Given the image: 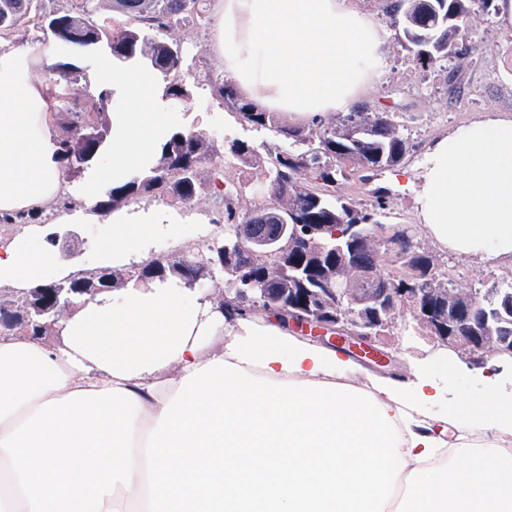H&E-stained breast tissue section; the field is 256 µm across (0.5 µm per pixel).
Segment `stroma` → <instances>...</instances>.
Returning a JSON list of instances; mask_svg holds the SVG:
<instances>
[{"mask_svg": "<svg viewBox=\"0 0 512 512\" xmlns=\"http://www.w3.org/2000/svg\"><path fill=\"white\" fill-rule=\"evenodd\" d=\"M170 36L183 45L198 46L202 51L200 59L181 73L184 82L192 87L193 97L187 105L175 107L178 122L218 145L229 137L274 144L271 133L257 132L236 123L229 112L211 98L205 81L219 77L220 72L206 50L208 32L185 24L171 31ZM466 39L474 51L462 64L455 83L449 85L438 68L422 67L397 38H390L385 47L381 79L360 95L359 105L372 112L397 113L405 124L415 149L403 159L401 169L420 172L432 143L462 125L490 116L512 117V28L500 26L494 15L478 8L472 14ZM391 174L388 168L362 169L343 181L339 190L341 194L366 204L382 199L391 214V223L402 225L414 243L424 250H431V243L416 221L411 192L398 190L391 181ZM190 212L194 216V225L189 234L177 244L165 237H155L152 254H165L175 261L195 252L207 240L203 227L210 224L216 213L211 196L203 195ZM386 348L394 361L390 366L380 368V375L402 372L407 362L415 358L431 359L434 375L443 376L447 371H454L455 383L447 401L433 408L434 413L452 420L471 418L469 406L480 399L482 378L512 372V366L504 364L495 354L488 355L485 364L479 367L459 356L453 363H445L439 350L426 337L400 326L388 335Z\"/></svg>", "mask_w": 512, "mask_h": 512, "instance_id": "stroma-1", "label": "stroma"}]
</instances>
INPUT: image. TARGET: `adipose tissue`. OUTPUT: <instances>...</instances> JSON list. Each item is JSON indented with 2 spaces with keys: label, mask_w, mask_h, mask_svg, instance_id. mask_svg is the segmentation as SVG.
<instances>
[{
  "label": "adipose tissue",
  "mask_w": 512,
  "mask_h": 512,
  "mask_svg": "<svg viewBox=\"0 0 512 512\" xmlns=\"http://www.w3.org/2000/svg\"><path fill=\"white\" fill-rule=\"evenodd\" d=\"M211 56L241 95L296 124L349 111L383 73L389 33L353 0H213ZM36 55L0 42V216L92 218L97 199L147 169L177 126L159 74L100 62L90 91L119 101L83 205L66 187L51 85ZM415 196L441 251L512 256V118L456 129L429 155ZM165 210L114 211L101 256L122 268L174 234ZM47 261L0 245V284L29 285ZM447 387L425 362L362 372L270 316L227 318L161 284L119 302L82 300L56 344L0 336V512H512V404L485 383L473 420L429 407Z\"/></svg>",
  "instance_id": "ef3b65f1"
}]
</instances>
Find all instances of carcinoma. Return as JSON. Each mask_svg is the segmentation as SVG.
<instances>
[{"label": "carcinoma", "mask_w": 512, "mask_h": 512, "mask_svg": "<svg viewBox=\"0 0 512 512\" xmlns=\"http://www.w3.org/2000/svg\"><path fill=\"white\" fill-rule=\"evenodd\" d=\"M207 2L112 0L113 10L125 17V23L117 25L99 16L98 0H72L67 10L54 7L53 0H35L31 13L22 8L24 0H0V21L9 19L8 25L0 27V38L6 39L32 26L51 33L62 52L100 51L118 64L137 61L162 75L163 100L178 106L189 102L192 91L177 78V73L197 53L173 41L169 32L186 22L206 30L211 24ZM477 2L487 13L494 10V0H391L385 14L391 28L402 31L397 39L406 49L414 48L418 33L435 34L431 55L417 62L428 68L437 65L445 69L448 62L464 60L472 52L463 34ZM53 71L59 76L54 86L59 89L57 110L63 119L58 154L64 171L72 178L98 160L103 152L110 134L106 119L109 99L106 94L89 93L82 85L86 68L60 61ZM209 86L211 96L228 112L256 131L273 134L283 145L262 152L249 141L235 139L219 148L201 134L175 131L161 145L157 161L149 169L110 188L97 202L96 211L106 214L157 198L171 205L190 207L204 189L200 172L207 165L213 177L211 185L221 188L214 195L220 204V223L266 224L270 232L279 224H311L319 229V245L297 243L275 260L260 261L236 250L224 252L220 238L204 248L213 261L207 268L196 266L191 255L185 260H152L137 267H99L91 273H70L66 287L112 288L132 280L145 283L156 279L186 284L195 277L212 280L224 273V266L234 271L243 263L250 266L251 276L265 287L279 289L287 303L293 300L295 289L327 288L336 285L338 279L351 288L381 287L376 278L389 275L390 266L381 262L373 272L360 264L350 269L344 265L337 244L345 240L349 226L356 224L366 235L360 241L361 251L376 252L371 230L381 224L385 202L377 199L366 205L344 196L337 186L358 168L394 167L404 159L413 144L403 133L399 116L387 111L362 112L353 107L332 122L290 125L280 120L279 113L261 111L246 101L228 79L211 80ZM232 161L261 169L260 183L250 179L224 183V165ZM263 186L275 189L279 208L266 210L261 202L254 210L243 212L245 198L259 196ZM415 273L424 278L425 287L437 288L436 278L447 275L448 270L433 274L428 259L409 251L389 287H413ZM489 289L487 299L480 288L471 293L463 290L461 294L472 296V301L501 335L512 336V311H502L498 306V300L512 297V277L491 283ZM311 311L344 319L347 309L318 299Z\"/></svg>", "instance_id": "1"}]
</instances>
